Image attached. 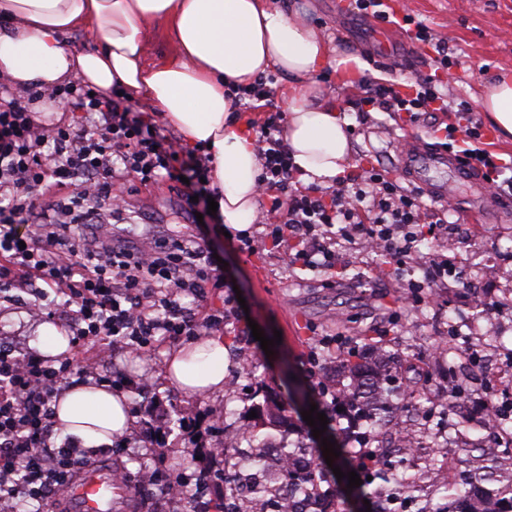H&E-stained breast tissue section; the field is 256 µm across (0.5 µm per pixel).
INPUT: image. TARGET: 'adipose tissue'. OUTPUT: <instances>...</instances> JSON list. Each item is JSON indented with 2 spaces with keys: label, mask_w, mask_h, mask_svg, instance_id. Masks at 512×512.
I'll return each instance as SVG.
<instances>
[{
  "label": "adipose tissue",
  "mask_w": 512,
  "mask_h": 512,
  "mask_svg": "<svg viewBox=\"0 0 512 512\" xmlns=\"http://www.w3.org/2000/svg\"><path fill=\"white\" fill-rule=\"evenodd\" d=\"M0 77L20 90L79 79L95 91L145 100L182 144L209 147L212 185L225 224L246 230L258 214V159L252 130L236 121L230 90L275 72L286 83L284 138L303 184L328 186L345 174L348 120L316 81L324 68L353 78L364 63L332 44L279 0H0ZM162 26L174 54L146 60L149 31ZM90 40L74 51L68 39ZM483 110L512 137V73L482 87ZM223 337H197L173 350L165 376L188 395L221 393ZM55 427L83 447L111 444L132 418L122 393L92 381L60 391Z\"/></svg>",
  "instance_id": "ef3b65f1"
}]
</instances>
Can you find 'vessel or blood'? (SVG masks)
<instances>
[{"mask_svg": "<svg viewBox=\"0 0 512 512\" xmlns=\"http://www.w3.org/2000/svg\"><path fill=\"white\" fill-rule=\"evenodd\" d=\"M400 161L412 183L437 197L449 198L456 184L468 185L470 194L465 199L466 204L472 211H484L488 193L482 178L464 168L453 153L422 149L418 138L413 136ZM117 490L108 470H88L71 484L64 501L69 512H112Z\"/></svg>", "mask_w": 512, "mask_h": 512, "instance_id": "obj_1", "label": "vessel or blood"}]
</instances>
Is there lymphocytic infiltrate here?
Returning <instances> with one entry per match:
<instances>
[{"label":"lymphocytic infiltrate","instance_id":"f902f5d3","mask_svg":"<svg viewBox=\"0 0 512 512\" xmlns=\"http://www.w3.org/2000/svg\"><path fill=\"white\" fill-rule=\"evenodd\" d=\"M365 86L364 112L379 108L415 118L452 111L465 119V164L482 172L496 194L512 195V176L503 177L501 164L483 147L473 109L464 101L450 106L432 76L415 78L405 95L372 80ZM233 95L239 111L264 114L254 127L257 183L269 203L261 224L266 239L283 247L287 266L333 270L338 243L358 239L398 266L425 229L447 224L452 202L429 205L419 191L375 167L348 186L295 187L283 113L267 77ZM45 99L81 113V123H38L32 105ZM211 164L209 154L183 150L153 119L92 94L81 81L23 95L0 83V293L18 287L32 295L27 312L33 317L42 315L50 294L61 295L59 310L69 313L77 336L102 359L117 346L147 357L155 337L194 336L201 325L220 323V316L198 317L180 302L200 295L216 269L196 241L159 237L138 248L107 236L134 181L180 183L183 210L209 213ZM41 197L55 199V206L37 208ZM74 224L87 226L88 234L59 250ZM72 365L69 359L45 364L0 338V512H43L73 480L83 449L52 442V402Z\"/></svg>","mask_w":512,"mask_h":512}]
</instances>
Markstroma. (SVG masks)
Returning <instances> with one entry per match:
<instances>
[{
    "instance_id": "1",
    "label": "stroma",
    "mask_w": 512,
    "mask_h": 512,
    "mask_svg": "<svg viewBox=\"0 0 512 512\" xmlns=\"http://www.w3.org/2000/svg\"><path fill=\"white\" fill-rule=\"evenodd\" d=\"M308 24L322 30L334 44L357 53L366 62L367 73L376 82L408 86L416 76L437 74L441 89L451 99L479 107L481 85L502 70L512 71V0H403L404 9L427 24L437 36L447 38L450 69L435 71L429 52L407 57L395 50L380 57L373 38L377 22L355 12H341L337 0H302ZM316 80L325 96L337 99L349 120L352 156L347 170L355 176L364 169L387 163L393 141L415 134L428 147L440 141L431 135L430 116L409 122L407 115L372 110L361 116L357 107L365 93L363 82L341 85L333 69L320 72ZM456 252L462 274L452 281L429 278L428 257L444 253L434 238L417 242L414 252L398 269L380 264L376 254L360 246L343 244L337 250L335 278L320 270L287 267L277 248L265 246L255 253L241 249L237 236H225L220 224L194 223L181 206L178 187L162 183L134 184L129 207L116 218V232L141 244L157 236H195L201 247L222 258L215 277L202 296L183 298V305L212 314L222 313L225 299L242 295L248 320L201 329L204 337L221 335L229 345L233 364L220 394L188 396L166 385L165 362L177 343L160 340L150 358H137L115 351L111 361L98 367L100 382L125 376L124 392L134 416L133 427L121 441L111 444L112 455L137 484L143 469H162L171 475L200 478L209 466V450L225 432L241 429L251 418L273 425L279 445H315L303 410L319 404V386L335 387L336 376L319 341L334 340L344 359L366 357V337L402 349L405 361L394 372L395 380L413 391L412 417L434 402L450 406L449 366H463L468 349L448 340V325L485 335L496 332L499 352L512 355V206L496 203L482 215L457 210ZM13 303L0 304V330L18 337L30 347L37 319L23 305L29 294L17 290ZM264 336L281 333L282 341L264 353L253 329ZM148 389H140V381ZM285 406L283 421H272L265 397ZM481 432L471 429L466 441L440 438L437 445L421 449L409 474L428 467L429 479L420 483L418 494L429 499L434 512H441L449 498H459L467 488L453 477L451 465L469 459V444ZM362 483L348 488L346 480L322 484L333 497L337 512H379L383 499L376 483L360 471Z\"/></svg>"
}]
</instances>
